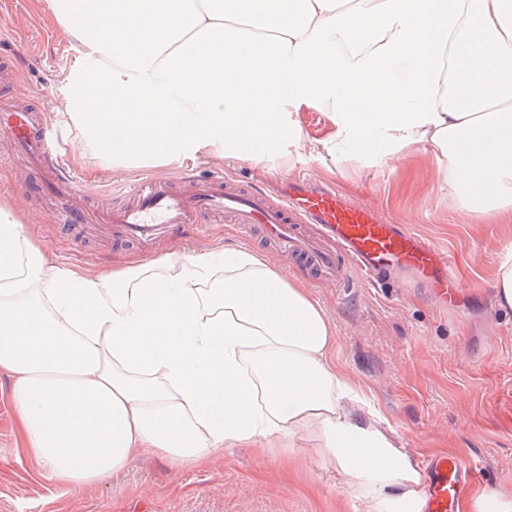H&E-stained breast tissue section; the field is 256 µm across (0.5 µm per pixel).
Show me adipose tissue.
I'll return each instance as SVG.
<instances>
[{
    "label": "adipose tissue",
    "instance_id": "adipose-tissue-1",
    "mask_svg": "<svg viewBox=\"0 0 512 512\" xmlns=\"http://www.w3.org/2000/svg\"><path fill=\"white\" fill-rule=\"evenodd\" d=\"M170 2L42 0L97 86L72 115L80 158L262 170L286 152L332 176L419 153L468 223L512 219V0ZM28 221L0 199V374L58 486L94 488L135 456L184 471L284 444L417 512L419 470L347 412L334 327L298 277L221 247L103 273L59 262Z\"/></svg>",
    "mask_w": 512,
    "mask_h": 512
}]
</instances>
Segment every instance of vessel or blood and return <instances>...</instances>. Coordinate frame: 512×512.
Listing matches in <instances>:
<instances>
[{
    "label": "vessel or blood",
    "instance_id": "obj_1",
    "mask_svg": "<svg viewBox=\"0 0 512 512\" xmlns=\"http://www.w3.org/2000/svg\"><path fill=\"white\" fill-rule=\"evenodd\" d=\"M67 128L36 107L0 99V138L36 165L43 189L63 194L58 221L78 238L103 234L116 243L150 251L161 238L178 235L212 214L229 215L244 229L259 228L280 253L293 257L320 279L355 288L394 271L427 281L442 307H452L463 290L450 256L407 228L387 223L365 205L347 203L333 190L271 200L255 185L215 173L184 191L178 178L150 175L129 182L120 205L99 210L76 174L59 162ZM421 488L423 512H453L474 469L445 456L429 460Z\"/></svg>",
    "mask_w": 512,
    "mask_h": 512
}]
</instances>
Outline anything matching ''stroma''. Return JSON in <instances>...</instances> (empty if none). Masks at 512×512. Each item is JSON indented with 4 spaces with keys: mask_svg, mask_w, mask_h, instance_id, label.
Returning <instances> with one entry per match:
<instances>
[{
    "mask_svg": "<svg viewBox=\"0 0 512 512\" xmlns=\"http://www.w3.org/2000/svg\"><path fill=\"white\" fill-rule=\"evenodd\" d=\"M0 9L10 17L0 34V61L10 65L0 77V95L26 103L39 91L46 112L69 113L78 52L58 38L40 0H0ZM77 151L75 139H68L63 159L102 209L112 207L119 187L134 176L182 169L203 175L215 168L197 155L178 166L144 164L110 174L100 172L96 161L77 162ZM245 171L276 193L287 181L316 176L317 165L281 156L269 162L266 173ZM28 172L20 155L0 165V197L12 198L34 217L37 240L59 260L107 272L118 260L136 258L128 246L80 244L56 223L53 198L24 189L21 178ZM327 183L449 252L469 284L459 308L439 307L421 284L324 283L260 235L241 237L226 219L210 224L206 236L188 230L157 243L152 257L222 244L262 253L284 274H304L335 326L333 359L359 387L353 415L374 420L410 462L442 455L471 460L477 474L470 491L512 495V313H502L493 296L494 268L504 245L512 244V223L461 222L448 207V188L435 163L421 154L394 166L348 168ZM9 386V378L0 375V512H366L363 499L347 494V476L312 448L294 450L285 463L275 453L261 459L249 448H227L210 465L179 474L159 460L137 457L96 488L60 489L23 448Z\"/></svg>",
    "mask_w": 512,
    "mask_h": 512,
    "instance_id": "stroma-1",
    "label": "stroma"
}]
</instances>
